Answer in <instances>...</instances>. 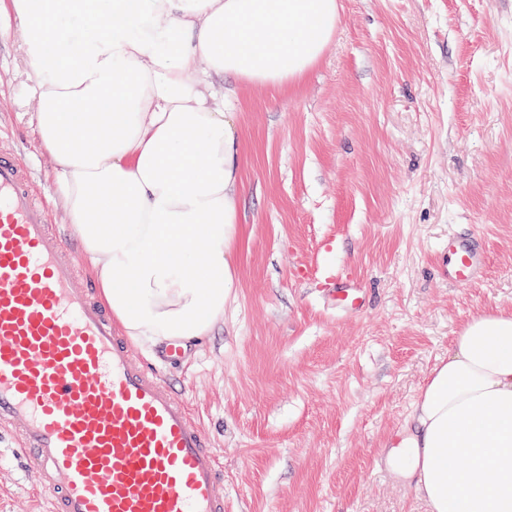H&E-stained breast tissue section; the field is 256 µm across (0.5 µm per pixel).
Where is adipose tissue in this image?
<instances>
[{"mask_svg":"<svg viewBox=\"0 0 512 512\" xmlns=\"http://www.w3.org/2000/svg\"><path fill=\"white\" fill-rule=\"evenodd\" d=\"M56 198L123 334L192 349L235 284L240 144L215 79L285 89L338 0H11ZM388 467L429 512H512V310L467 321Z\"/></svg>","mask_w":512,"mask_h":512,"instance_id":"ef3b65f1","label":"adipose tissue"}]
</instances>
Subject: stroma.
<instances>
[{"label":"stroma","instance_id":"stroma-1","mask_svg":"<svg viewBox=\"0 0 512 512\" xmlns=\"http://www.w3.org/2000/svg\"><path fill=\"white\" fill-rule=\"evenodd\" d=\"M0 0V131L62 234L21 32ZM336 37L285 89L226 81L241 142L235 286L174 366L224 469L225 512H428L386 464L472 317L512 309V0H339ZM481 236L471 287L448 240ZM346 270L362 310L328 304ZM0 460V512H42ZM453 260L448 265V281L458 288L475 283L485 271L484 251L480 246L457 247L448 242Z\"/></svg>","mask_w":512,"mask_h":512}]
</instances>
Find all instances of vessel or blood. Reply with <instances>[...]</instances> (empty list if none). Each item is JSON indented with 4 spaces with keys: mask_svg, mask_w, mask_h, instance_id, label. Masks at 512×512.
<instances>
[{
    "mask_svg": "<svg viewBox=\"0 0 512 512\" xmlns=\"http://www.w3.org/2000/svg\"><path fill=\"white\" fill-rule=\"evenodd\" d=\"M459 288L485 271L478 246L449 245ZM332 303L357 307L336 269ZM23 448L48 512H224V472L201 423L141 362L81 284L76 254L32 172L0 150V446Z\"/></svg>",
    "mask_w": 512,
    "mask_h": 512,
    "instance_id": "obj_1",
    "label": "vessel or blood"
}]
</instances>
